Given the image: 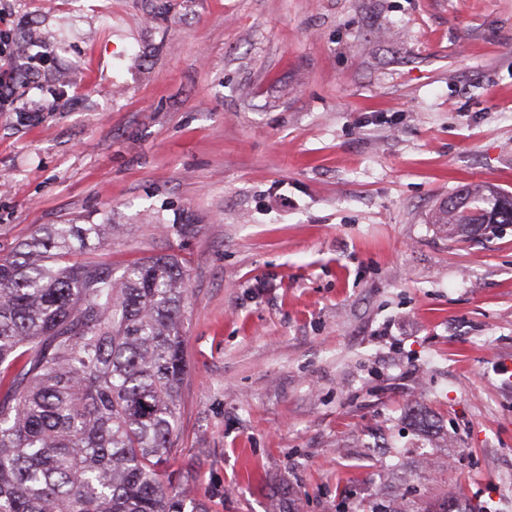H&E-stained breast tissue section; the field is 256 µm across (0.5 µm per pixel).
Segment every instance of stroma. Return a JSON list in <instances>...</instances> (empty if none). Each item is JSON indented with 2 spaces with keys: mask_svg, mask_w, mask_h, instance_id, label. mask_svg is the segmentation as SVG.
Returning <instances> with one entry per match:
<instances>
[{
  "mask_svg": "<svg viewBox=\"0 0 512 512\" xmlns=\"http://www.w3.org/2000/svg\"><path fill=\"white\" fill-rule=\"evenodd\" d=\"M1 29L0 253L108 220L116 270H186L182 487L512 512V224L429 222L512 193V0H0ZM12 40L0 33V112H13L15 70L12 67ZM431 224L450 238L470 236L484 224H512V194L488 186L465 189L438 206Z\"/></svg>",
  "mask_w": 512,
  "mask_h": 512,
  "instance_id": "stroma-1",
  "label": "stroma"
}]
</instances>
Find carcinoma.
Wrapping results in <instances>:
<instances>
[{
	"instance_id": "1",
	"label": "carcinoma",
	"mask_w": 512,
	"mask_h": 512,
	"mask_svg": "<svg viewBox=\"0 0 512 512\" xmlns=\"http://www.w3.org/2000/svg\"><path fill=\"white\" fill-rule=\"evenodd\" d=\"M431 223L450 238L512 224V194L475 186ZM113 224H42L0 255V512H185L170 461L186 373L188 288L157 254L116 275Z\"/></svg>"
}]
</instances>
